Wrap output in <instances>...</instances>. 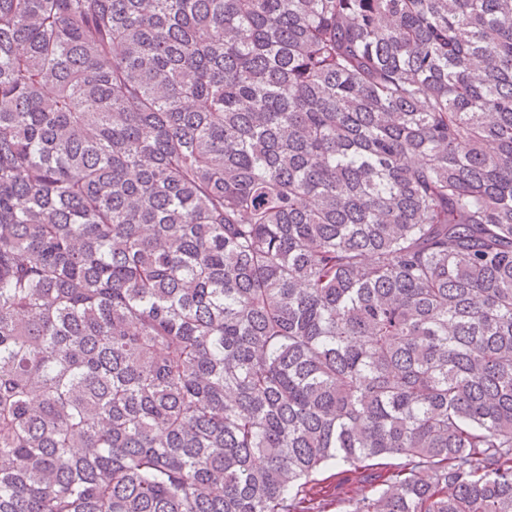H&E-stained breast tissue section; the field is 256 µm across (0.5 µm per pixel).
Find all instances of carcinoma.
Instances as JSON below:
<instances>
[{
  "label": "carcinoma",
  "mask_w": 512,
  "mask_h": 512,
  "mask_svg": "<svg viewBox=\"0 0 512 512\" xmlns=\"http://www.w3.org/2000/svg\"><path fill=\"white\" fill-rule=\"evenodd\" d=\"M332 504L512 512V0H0V512Z\"/></svg>",
  "instance_id": "1"
}]
</instances>
